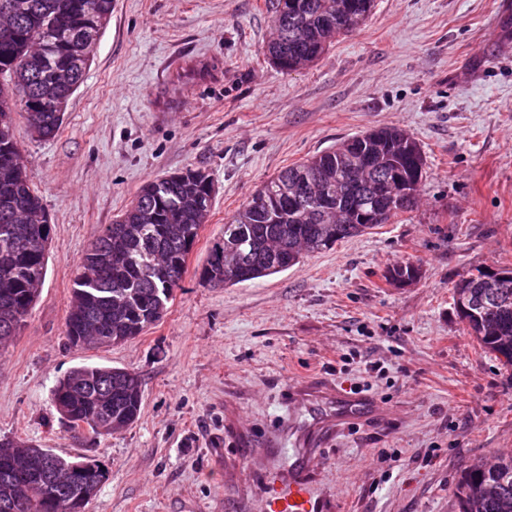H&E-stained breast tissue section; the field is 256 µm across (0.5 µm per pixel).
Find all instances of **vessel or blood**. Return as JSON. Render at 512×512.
I'll list each match as a JSON object with an SVG mask.
<instances>
[{
  "mask_svg": "<svg viewBox=\"0 0 512 512\" xmlns=\"http://www.w3.org/2000/svg\"><path fill=\"white\" fill-rule=\"evenodd\" d=\"M299 407L311 413V421L291 426L292 440L285 473L273 481V493L268 501L269 512H333L329 496L315 492V477L324 466L319 451L324 437L334 435L342 426L366 419L372 409L364 398L344 391L321 392L300 398Z\"/></svg>",
  "mask_w": 512,
  "mask_h": 512,
  "instance_id": "1",
  "label": "vessel or blood"
}]
</instances>
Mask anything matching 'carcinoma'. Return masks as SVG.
Segmentation results:
<instances>
[{"label": "carcinoma", "mask_w": 512, "mask_h": 512, "mask_svg": "<svg viewBox=\"0 0 512 512\" xmlns=\"http://www.w3.org/2000/svg\"><path fill=\"white\" fill-rule=\"evenodd\" d=\"M34 9L10 19L0 17V346L9 343L33 306L46 272L47 250L35 244L50 239L51 224H39L42 199L29 186L21 150L12 131L11 104H21L37 137L50 139L63 119L52 109L55 99L72 95L84 84L97 43L112 15V0H16ZM374 0H294L283 14L275 11V36L267 44L270 58L284 70L317 61L332 33L352 32L372 13ZM39 38L59 43L52 55L35 50ZM371 160L366 177L392 170L416 178L382 223L415 203L425 173L420 145L404 130L386 127L352 136L280 171L263 183L224 224L200 278L213 286L268 277L300 262V237L323 242L312 251L372 229L361 212H383L386 200L352 192L358 171ZM313 180L301 207L282 202L286 183ZM209 175L201 170L176 172L145 184L135 200L89 244L76 266L66 337L92 336L90 345L122 343L161 321L174 289L180 287L190 250L213 197L205 190ZM470 335L500 365L512 369V302L487 310ZM53 400L61 415L85 420L91 432L126 429L142 408L140 376L126 368L81 365L58 380ZM31 493L0 475V503L5 512H47L44 495L54 486L35 480ZM459 512H512V457L487 470L472 466L456 486Z\"/></svg>", "instance_id": "cac0c4a2"}]
</instances>
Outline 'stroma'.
<instances>
[{
  "mask_svg": "<svg viewBox=\"0 0 512 512\" xmlns=\"http://www.w3.org/2000/svg\"><path fill=\"white\" fill-rule=\"evenodd\" d=\"M499 0H375L360 30L286 72L266 53L276 0H112L81 88L51 139L13 131L50 215L40 294L0 349V439L107 470L85 512H263L270 448L294 383L359 392L383 415L325 448L336 512H458L461 473L512 448V374L459 318L453 287L512 269V17ZM395 126L426 156L417 207L290 269L200 280L224 224L269 178ZM186 169L214 183L209 220L168 311L118 345L76 349L65 320L87 244L142 186ZM419 266L414 283L389 268ZM142 380L128 429L78 439L51 389L73 367Z\"/></svg>",
  "mask_w": 512,
  "mask_h": 512,
  "instance_id": "stroma-1",
  "label": "stroma"
}]
</instances>
